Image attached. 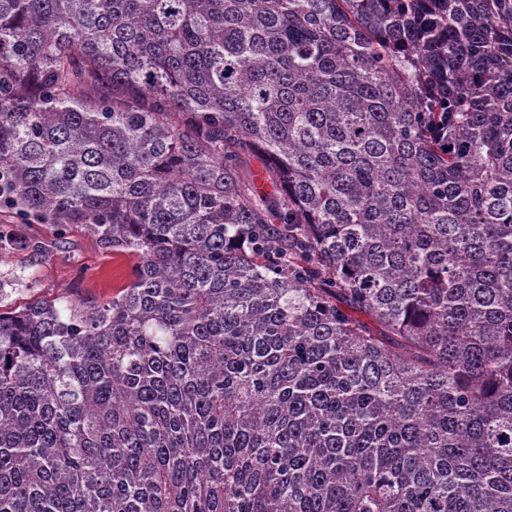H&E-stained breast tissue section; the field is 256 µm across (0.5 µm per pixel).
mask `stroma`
<instances>
[{
  "label": "stroma",
  "instance_id": "1",
  "mask_svg": "<svg viewBox=\"0 0 512 512\" xmlns=\"http://www.w3.org/2000/svg\"><path fill=\"white\" fill-rule=\"evenodd\" d=\"M0 307L67 295L106 299L131 278L134 259L105 249L85 227L58 228L0 208Z\"/></svg>",
  "mask_w": 512,
  "mask_h": 512
}]
</instances>
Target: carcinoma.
Wrapping results in <instances>:
<instances>
[{
  "label": "carcinoma",
  "mask_w": 512,
  "mask_h": 512,
  "mask_svg": "<svg viewBox=\"0 0 512 512\" xmlns=\"http://www.w3.org/2000/svg\"><path fill=\"white\" fill-rule=\"evenodd\" d=\"M1 203L135 264L0 311V512H512V0H0Z\"/></svg>",
  "instance_id": "obj_1"
}]
</instances>
